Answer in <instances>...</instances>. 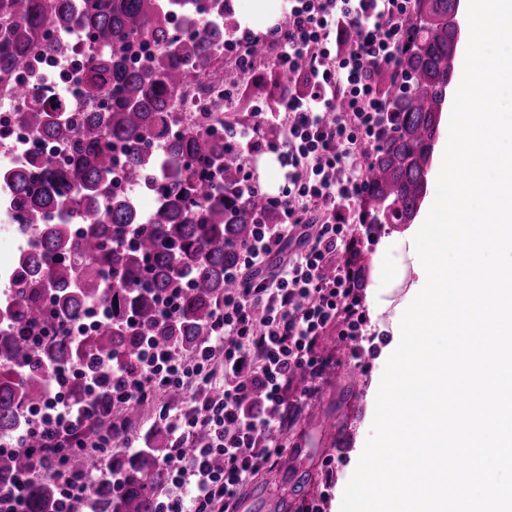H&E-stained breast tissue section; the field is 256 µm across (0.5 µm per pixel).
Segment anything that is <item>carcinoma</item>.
Here are the masks:
<instances>
[{
  "label": "carcinoma",
  "instance_id": "carcinoma-1",
  "mask_svg": "<svg viewBox=\"0 0 512 512\" xmlns=\"http://www.w3.org/2000/svg\"><path fill=\"white\" fill-rule=\"evenodd\" d=\"M458 0H411L407 40L395 63L377 71L389 110L383 134L369 153L357 214L361 224H410L427 189L433 142L448 86L456 81ZM7 20L0 42V86L17 96L22 123L46 132L67 148L63 162L43 156L13 171L9 208L22 233H32L44 258L43 272L29 274L33 252L21 251L10 279V301L0 320V436L32 421L45 395L52 366L101 359L134 361L150 336L192 358L209 336L217 305L230 287L226 272L257 224L277 213L240 187V162L213 131L224 120L178 111L183 86L211 66L224 49L232 17L228 0H0ZM84 36L92 55L85 95L102 106L72 110L48 89L37 91L32 51L65 55L52 31ZM224 81L239 83L235 71ZM289 76L270 68L241 84L232 104L247 111L267 87L288 91ZM126 149L125 184L111 181L116 157ZM150 193L156 206L142 216L131 192ZM99 304L109 319L94 336L32 345L31 330L53 323L65 331L82 307ZM114 428L111 401L103 393L88 430ZM163 442L128 457L115 469L120 481L93 487V512H157ZM90 456L72 457L46 479L24 451L0 453V487L27 478L25 512H53L57 479L92 468Z\"/></svg>",
  "mask_w": 512,
  "mask_h": 512
}]
</instances>
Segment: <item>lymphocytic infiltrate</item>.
<instances>
[{
  "label": "lymphocytic infiltrate",
  "instance_id": "obj_1",
  "mask_svg": "<svg viewBox=\"0 0 512 512\" xmlns=\"http://www.w3.org/2000/svg\"><path fill=\"white\" fill-rule=\"evenodd\" d=\"M409 5L288 0L285 21L266 35L225 37V53H237L242 66L252 42L278 46L276 68L298 74L305 87L303 94L284 96L278 111L252 106L245 120L224 130L248 189L259 187L253 159L281 154L288 187L267 198L279 220L258 225L241 246L238 267L226 275L234 287L225 291L194 358H176L172 345L152 341L133 374L102 361L60 369L46 388L57 414L33 423L34 432L54 441L62 428L82 427L80 404L64 392L65 379L76 374L93 391L111 380L112 404L119 408L155 405L173 388L197 389L202 398L179 413L159 406L171 448L157 512H238L248 480L282 457L279 432L291 408L319 390L333 361L321 345L324 336L335 333L351 361L363 356L367 270L357 260L350 219L364 188L366 148L378 141L388 109L375 73L403 49ZM281 252L288 258L274 273L251 277ZM219 360L224 390L211 395L207 387ZM218 457L223 467H214Z\"/></svg>",
  "mask_w": 512,
  "mask_h": 512
}]
</instances>
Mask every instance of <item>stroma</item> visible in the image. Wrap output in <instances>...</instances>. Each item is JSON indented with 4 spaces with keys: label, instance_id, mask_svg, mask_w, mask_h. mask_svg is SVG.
Here are the masks:
<instances>
[{
    "label": "stroma",
    "instance_id": "stroma-1",
    "mask_svg": "<svg viewBox=\"0 0 512 512\" xmlns=\"http://www.w3.org/2000/svg\"><path fill=\"white\" fill-rule=\"evenodd\" d=\"M366 331L359 380H352L342 368L331 372L319 394L297 412L288 434L286 462L249 483L240 502L242 512H303L308 504L319 512H333L341 488L352 475L355 446L369 435L365 424L368 395L381 371V352L392 340L386 316L369 318ZM327 415L336 422L335 432L322 426ZM164 427L156 412L142 415L125 426L124 439L113 445V455L128 456L153 446ZM329 456L336 461L330 481L324 467Z\"/></svg>",
    "mask_w": 512,
    "mask_h": 512
}]
</instances>
